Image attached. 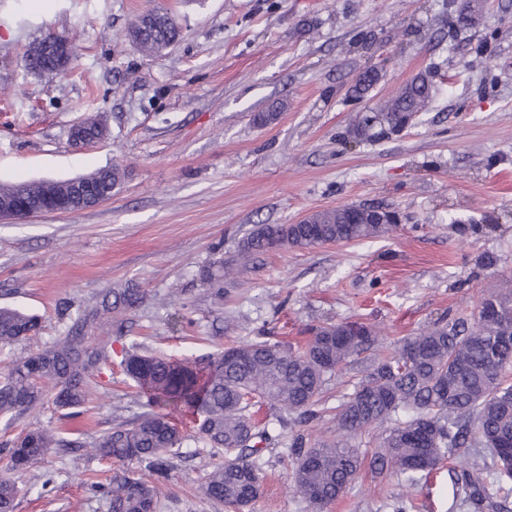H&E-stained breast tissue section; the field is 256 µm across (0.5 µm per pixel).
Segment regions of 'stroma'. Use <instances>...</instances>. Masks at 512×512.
I'll list each match as a JSON object with an SVG mask.
<instances>
[{"label": "stroma", "mask_w": 512, "mask_h": 512, "mask_svg": "<svg viewBox=\"0 0 512 512\" xmlns=\"http://www.w3.org/2000/svg\"><path fill=\"white\" fill-rule=\"evenodd\" d=\"M474 23L451 30L454 0H0V185L63 181L119 167L111 199L72 214L0 223V307L40 315L42 329L12 354L51 345L69 320L113 285L138 283L144 303L90 343L111 359L88 386L83 414L52 404L0 421V444L26 429L99 436L146 413L123 370L126 348L205 356L258 334L295 341L318 325L359 320L378 328V350L477 302L512 281V0H467ZM160 10L180 39L152 54L127 37L131 19ZM71 40L77 60L48 83L27 67L47 34ZM483 69L467 66L475 55ZM383 78L359 101L355 76ZM432 70V108L398 136L349 143L352 113L371 111L417 74ZM286 107L265 126L255 113ZM105 135L71 145L89 113ZM368 203L399 209L390 236L260 253L211 300L203 270L235 255L256 224H295L311 211ZM359 375L328 385L319 418H288V434L265 452L267 480L249 512H307L287 467L289 436L333 434L329 418ZM169 449L157 512H231L198 489L224 453L194 437L191 419ZM106 461L72 449L34 466L49 492L21 480L15 512H107L88 482ZM391 493L432 497L455 512L440 473L433 491L362 470L330 512H381Z\"/></svg>", "instance_id": "stroma-1"}]
</instances>
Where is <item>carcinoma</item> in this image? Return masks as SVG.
<instances>
[{"label": "carcinoma", "instance_id": "1", "mask_svg": "<svg viewBox=\"0 0 512 512\" xmlns=\"http://www.w3.org/2000/svg\"><path fill=\"white\" fill-rule=\"evenodd\" d=\"M133 46L151 55L176 43L180 28L168 15L138 16L128 29ZM383 74L360 73L351 96L360 100ZM435 96L430 73L415 77L396 94L380 101L374 112H359L348 136L379 137L393 133L412 116L429 110ZM102 192L121 181L117 168L92 173ZM63 181L50 185L19 182L0 186V202L23 203L40 210L68 194ZM398 212L377 215L373 206L343 205L311 213L301 224H256L238 242L237 258L216 259L203 273L216 286L215 304L224 303L221 284L235 278L254 255L283 247L366 244L392 234ZM146 292L135 284L110 288L102 301L71 318L66 335L50 346L8 360L0 368V417L8 421L48 402L71 411L88 400L87 381L106 363L105 349L88 342L85 329L112 325V316L136 310ZM483 302L495 307L480 322L442 320L406 337L393 352L372 358L352 393L336 406V435L317 443L302 433L291 436V478L311 512H325L340 501L364 467L391 471L406 483L432 489L445 460L462 448H486L491 463L449 470L454 497L474 512H505L502 493L512 494V289ZM41 328V317L0 307V348L12 347ZM378 344L377 331L364 323L344 321L321 326L305 343L294 345L259 336L207 357L145 355L131 345L123 365L151 410L104 434L73 438L58 428L27 430L4 443L7 475L0 478V512H14L21 487L15 475L31 471L46 455L75 448L92 458L136 461L159 478L168 474L164 453L182 443L178 415L200 421L197 439L224 450V463L207 473L200 493L242 512L261 494L264 454L296 414L309 422L328 383ZM375 436L366 453L356 439ZM106 501L108 512H156L155 485L125 470L90 483ZM389 512H423L400 495L387 498Z\"/></svg>", "mask_w": 512, "mask_h": 512}]
</instances>
